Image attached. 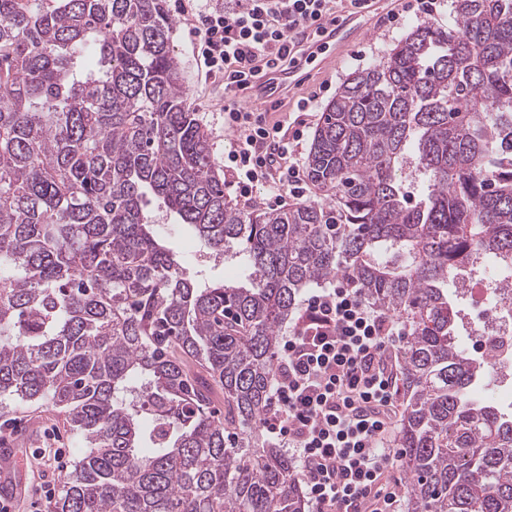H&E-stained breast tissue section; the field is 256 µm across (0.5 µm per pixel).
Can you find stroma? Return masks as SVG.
<instances>
[{
  "label": "stroma",
  "instance_id": "1",
  "mask_svg": "<svg viewBox=\"0 0 512 512\" xmlns=\"http://www.w3.org/2000/svg\"><path fill=\"white\" fill-rule=\"evenodd\" d=\"M167 10L175 23L172 49L180 60L187 78V102L196 112L201 124L210 136V149L216 164L224 162V139L228 132L224 128V95L217 84L205 81L197 70L193 57L191 31L197 23L196 0H166ZM413 14L399 12L396 21L381 19L378 31L364 43L349 47L339 66L311 71L304 82L288 98L269 108L270 120L288 117L296 112L299 100L314 98L315 106L304 114L305 133H312L321 121L325 106L335 97L348 76L371 66L415 23ZM170 244L186 261L200 279L208 282L236 281L242 279L241 267L234 262L214 263L200 242L185 232L170 236ZM17 448L30 461L18 478L20 488L13 512H26L24 507L30 494L44 481L60 484L63 474L52 473L45 460L31 459L35 448L65 449L69 460H76L82 448L79 437L70 430L61 408L44 402L12 404L7 412H0V449Z\"/></svg>",
  "mask_w": 512,
  "mask_h": 512
}]
</instances>
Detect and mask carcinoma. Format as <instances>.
I'll return each instance as SVG.
<instances>
[{"mask_svg": "<svg viewBox=\"0 0 512 512\" xmlns=\"http://www.w3.org/2000/svg\"><path fill=\"white\" fill-rule=\"evenodd\" d=\"M173 33L165 0H0V404L64 408L88 448L54 512H305L260 418L281 327L336 278L409 326L406 512H512V415L455 283L512 268V0H451L352 73L318 200L281 210L227 200ZM152 196L247 283L199 285Z\"/></svg>", "mask_w": 512, "mask_h": 512, "instance_id": "obj_1", "label": "carcinoma"}]
</instances>
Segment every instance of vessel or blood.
<instances>
[{
  "label": "vessel or blood",
  "mask_w": 512,
  "mask_h": 512,
  "mask_svg": "<svg viewBox=\"0 0 512 512\" xmlns=\"http://www.w3.org/2000/svg\"><path fill=\"white\" fill-rule=\"evenodd\" d=\"M396 0H363L344 20L325 25L317 41L307 45L296 64L270 65L259 78L249 81L246 93L256 109H263L274 99L288 96L308 71L325 68L340 61L346 47L368 37L380 18L394 11ZM24 469L22 454L10 448L0 451V482H15Z\"/></svg>",
  "instance_id": "obj_1"
}]
</instances>
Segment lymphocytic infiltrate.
Instances as JSON below:
<instances>
[{
	"label": "lymphocytic infiltrate",
	"mask_w": 512,
	"mask_h": 512,
	"mask_svg": "<svg viewBox=\"0 0 512 512\" xmlns=\"http://www.w3.org/2000/svg\"><path fill=\"white\" fill-rule=\"evenodd\" d=\"M357 0H226L192 30L201 74L224 86V170L240 197L301 198L295 153L301 132L248 110L238 94L288 47ZM398 320L344 284L316 288L280 338L269 405L260 420L293 462L308 512H401L391 444L399 387L388 353Z\"/></svg>",
	"instance_id": "1"
}]
</instances>
